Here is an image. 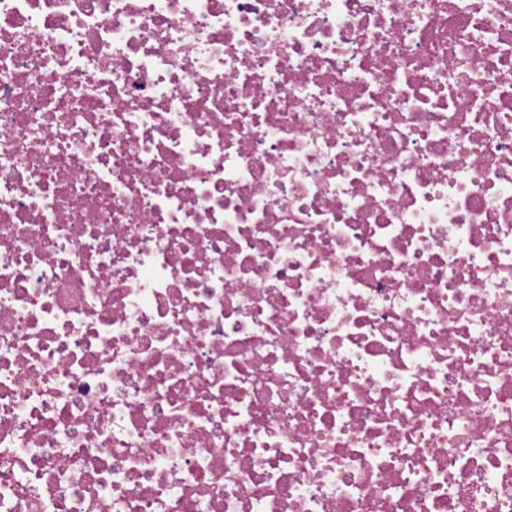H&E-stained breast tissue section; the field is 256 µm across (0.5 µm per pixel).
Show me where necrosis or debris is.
<instances>
[{"mask_svg": "<svg viewBox=\"0 0 512 512\" xmlns=\"http://www.w3.org/2000/svg\"><path fill=\"white\" fill-rule=\"evenodd\" d=\"M0 512H512V0H0Z\"/></svg>", "mask_w": 512, "mask_h": 512, "instance_id": "1", "label": "necrosis or debris"}]
</instances>
